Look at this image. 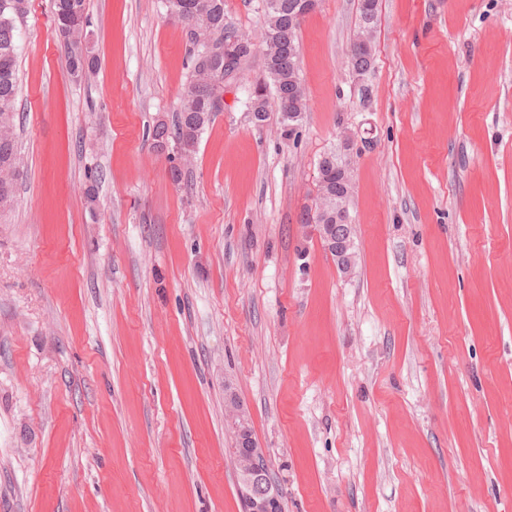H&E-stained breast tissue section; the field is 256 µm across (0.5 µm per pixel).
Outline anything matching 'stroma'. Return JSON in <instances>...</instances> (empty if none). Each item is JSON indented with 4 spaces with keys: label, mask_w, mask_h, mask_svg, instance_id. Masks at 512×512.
I'll return each instance as SVG.
<instances>
[{
    "label": "stroma",
    "mask_w": 512,
    "mask_h": 512,
    "mask_svg": "<svg viewBox=\"0 0 512 512\" xmlns=\"http://www.w3.org/2000/svg\"><path fill=\"white\" fill-rule=\"evenodd\" d=\"M358 3L302 25L296 138L250 121L254 60L176 183L152 130L190 68L164 0H88L86 81L30 0L0 512H243L230 393L285 512H512V0H379L362 81ZM346 135L348 276L301 224ZM378 0H360L359 23L348 50V65L358 77L368 75L374 68L373 39L377 22ZM364 32L366 41H361Z\"/></svg>",
    "instance_id": "stroma-1"
}]
</instances>
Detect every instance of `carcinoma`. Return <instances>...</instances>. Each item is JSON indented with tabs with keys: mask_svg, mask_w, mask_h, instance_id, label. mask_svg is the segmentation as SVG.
I'll use <instances>...</instances> for the list:
<instances>
[{
	"mask_svg": "<svg viewBox=\"0 0 512 512\" xmlns=\"http://www.w3.org/2000/svg\"><path fill=\"white\" fill-rule=\"evenodd\" d=\"M263 9L264 23L258 36L240 32L231 20L225 0H165L167 14L183 25L189 46L191 77L182 95L174 128L164 123L153 127L154 147L160 142L177 150L180 163L170 168L178 182L182 168L191 162L199 138L221 109L224 88L234 85L249 65L239 53L242 44L261 47L263 76L249 91L247 111L267 122L271 112L278 114L281 133L286 139L298 135L297 129L307 109V94L299 69L298 33L306 17L305 0H273ZM55 25H65L62 43L70 75L83 79L97 68V59L87 44V0H53ZM28 9V0H0V185L14 181L20 164L17 153V50L15 23ZM378 0H360L359 23L348 50V65L359 77L374 68L373 39ZM319 161L316 212L319 221L336 223V207L349 198L340 195L338 167L342 156L325 153Z\"/></svg>",
	"mask_w": 512,
	"mask_h": 512,
	"instance_id": "obj_1",
	"label": "carcinoma"
}]
</instances>
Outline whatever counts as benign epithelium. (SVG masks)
<instances>
[{"label":"benign epithelium","instance_id":"benign-epithelium-1","mask_svg":"<svg viewBox=\"0 0 512 512\" xmlns=\"http://www.w3.org/2000/svg\"><path fill=\"white\" fill-rule=\"evenodd\" d=\"M316 233L343 273L353 268L355 224L350 213L336 212V223L315 225ZM226 421L232 429L234 443L230 453L237 463L239 492L246 512H284L282 492L271 477L265 451L251 436L249 418L238 402H228Z\"/></svg>","mask_w":512,"mask_h":512}]
</instances>
